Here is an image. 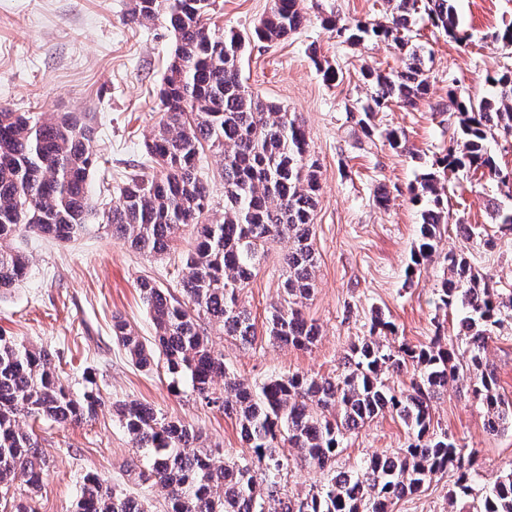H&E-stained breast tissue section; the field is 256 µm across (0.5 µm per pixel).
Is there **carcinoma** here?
Wrapping results in <instances>:
<instances>
[{"label": "carcinoma", "mask_w": 512, "mask_h": 512, "mask_svg": "<svg viewBox=\"0 0 512 512\" xmlns=\"http://www.w3.org/2000/svg\"><path fill=\"white\" fill-rule=\"evenodd\" d=\"M215 0H134L128 21L145 26L164 17L175 39L172 60L159 89L160 121L144 141L140 167L128 173L119 200L106 215L112 238L146 256L169 254L186 226L198 241L184 258L180 295L152 279L138 281L140 296L155 328L145 343L122 317H112V335L131 362L145 371L162 368L174 388L189 384L208 405L235 416L251 461L208 448L202 435L184 421L138 400L112 406L131 437L137 463L129 472L157 489L169 512H393L396 503L421 491L431 476L455 472L451 502L470 512L477 472L475 451L431 430L430 408L448 384L469 376L467 391L485 410L487 428H512V401L497 389L495 370L484 351L494 330L503 326L505 299L462 253L448 252L451 276L442 285L444 308L461 306L457 335L466 348L437 335L427 345H386L395 334L381 313L369 334L351 343L335 376L292 374L270 378L256 387L224 367L212 337L224 336L243 347L262 339L292 348H309L318 327L305 319L303 305L314 292L317 258L312 225L318 198L316 162L308 158L305 129L286 109L248 90L239 55L245 39L216 33L205 20ZM386 22L324 24L348 41H392L403 66L376 71V88L357 124L369 130L371 112L392 103L415 106L428 95V76L418 46L409 36L414 15L424 11L431 24L463 42L452 0H386ZM305 16L298 0H272L254 35L267 42L296 32ZM489 97L460 100L448 96L453 144L442 169L482 170L506 183L488 147L495 136L512 138V68L486 76ZM94 128L66 113L15 112L0 106V295L27 274V256L12 245L22 233L69 241L88 230L93 207L90 180L100 156L94 152ZM209 149L222 157L224 220L200 221L209 207L210 189L198 176L197 161ZM439 175H422L410 188L412 200L425 205L419 243L412 255L415 272L437 251L444 224ZM288 243L282 255L286 277L279 301L262 332L243 294L269 255L270 244ZM411 368L410 389L396 392L386 374ZM223 391L212 389L216 378ZM105 405L90 384L77 393L59 382L53 354L0 336V494L16 481L31 490L42 479L43 462L33 433L23 420L52 419L78 424L97 416ZM396 416L407 429L408 443L393 455L372 456L352 471H336V457L352 434L380 414ZM288 443L297 458L323 475L303 496H290L282 485L288 462L279 451ZM73 512H148V506L95 476L83 478ZM479 512H512V470L485 491Z\"/></svg>", "instance_id": "carcinoma-1"}]
</instances>
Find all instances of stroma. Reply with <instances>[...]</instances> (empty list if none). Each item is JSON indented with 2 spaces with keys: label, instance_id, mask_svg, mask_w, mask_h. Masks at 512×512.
Listing matches in <instances>:
<instances>
[{
  "label": "stroma",
  "instance_id": "stroma-1",
  "mask_svg": "<svg viewBox=\"0 0 512 512\" xmlns=\"http://www.w3.org/2000/svg\"><path fill=\"white\" fill-rule=\"evenodd\" d=\"M131 5L132 0H0V106L17 112L88 113L96 129L93 148L106 162L104 171L93 175L92 195L107 204L117 201L125 171L139 161L143 141L160 119L157 93L174 49L164 19L127 24ZM270 5L271 0H216L208 25L245 34ZM454 5L468 42L453 41L431 26L426 14L416 15L412 29L423 48L427 100L415 109L394 104L373 113L368 134L351 114L353 107L370 103L376 91L363 74L397 68L401 61L389 42H346L324 20L385 21L383 0H301L305 21L296 33L277 42L246 43L240 61L245 85L296 116L319 165L312 228L316 286L304 313L319 326L320 337L304 350L269 342L242 348L215 337V350L244 383L254 387L271 377L332 373L351 342L367 335L378 310L394 323L397 342L428 344L437 324L449 329L458 320L456 310L441 308L439 300L449 276L443 255L451 249L464 250L475 271L503 295H512V230L502 229L493 215L497 208L512 210V193L477 172L446 173L441 196L452 218L485 228L495 238L494 247L466 241L451 226L442 235L439 256L416 274L407 272L422 222V207L407 188L437 170L453 140L454 128L439 105L452 94L461 99L487 95V73L512 67V49L493 37L512 23V0H454ZM323 63L335 69V81L324 80ZM390 130L405 138L407 151L389 147L385 134ZM382 187L389 194L384 207L375 201ZM89 222L84 235L67 242L18 238L29 268L17 288L0 297V335L50 350L62 383L73 391H82L86 379H93L110 406L138 400L189 423L226 456L247 457L235 417L173 390L164 371L137 369L112 335V318L120 315L139 336L153 338L137 281L148 277L176 289L183 259L196 245L193 228H184L168 255L149 257L114 240L101 214ZM286 249V244H273L244 292L256 324H263L278 299ZM486 358L500 394L512 399V319L496 331ZM110 406L78 427L35 422L43 479L33 490L15 482L11 497L29 503L34 512H71L83 477L91 474L144 501L151 512H167L155 488L129 476L134 449ZM430 413L433 429L475 450L476 493L512 469V428L488 431L484 409L464 389L449 386ZM406 444L404 425L386 413L349 438L336 467L347 470ZM454 480L450 470L434 475L420 493L398 501L395 512H456L448 500Z\"/></svg>",
  "mask_w": 512,
  "mask_h": 512
}]
</instances>
